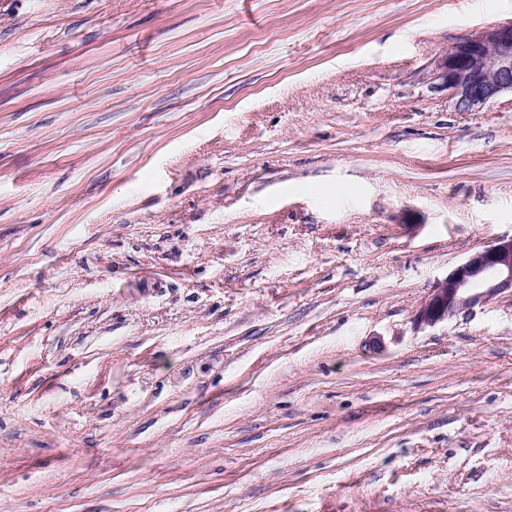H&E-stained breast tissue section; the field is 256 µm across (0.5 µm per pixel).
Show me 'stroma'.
Returning <instances> with one entry per match:
<instances>
[{"label": "stroma", "mask_w": 512, "mask_h": 512, "mask_svg": "<svg viewBox=\"0 0 512 512\" xmlns=\"http://www.w3.org/2000/svg\"><path fill=\"white\" fill-rule=\"evenodd\" d=\"M512 0H0V512H512ZM437 77L457 112L476 111L505 93L512 95V22L456 42ZM505 292L512 295V235L495 238L453 267L417 311L415 326H436Z\"/></svg>", "instance_id": "stroma-1"}]
</instances>
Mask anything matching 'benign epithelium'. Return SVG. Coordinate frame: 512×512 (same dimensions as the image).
<instances>
[{"label":"benign epithelium","instance_id":"obj_1","mask_svg":"<svg viewBox=\"0 0 512 512\" xmlns=\"http://www.w3.org/2000/svg\"><path fill=\"white\" fill-rule=\"evenodd\" d=\"M437 77L457 112L512 94V22L456 42ZM505 292L512 293V235L495 238L453 267L417 311L415 326L434 327Z\"/></svg>","mask_w":512,"mask_h":512}]
</instances>
